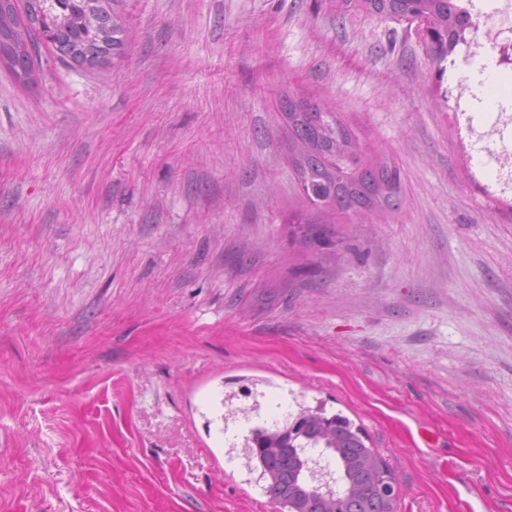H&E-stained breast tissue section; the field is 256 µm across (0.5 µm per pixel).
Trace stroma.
Segmentation results:
<instances>
[{
    "instance_id": "35a3bbf8",
    "label": "stroma",
    "mask_w": 512,
    "mask_h": 512,
    "mask_svg": "<svg viewBox=\"0 0 512 512\" xmlns=\"http://www.w3.org/2000/svg\"><path fill=\"white\" fill-rule=\"evenodd\" d=\"M119 57L0 67V512H276L246 458L324 405L397 512H512V196L459 125L467 45L336 0H113ZM401 169L394 218L306 205L282 95Z\"/></svg>"
}]
</instances>
